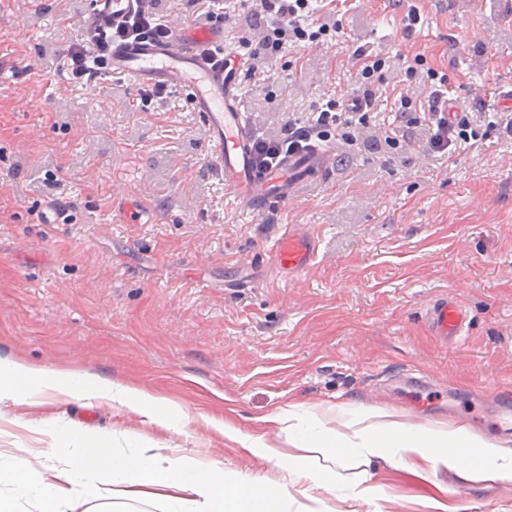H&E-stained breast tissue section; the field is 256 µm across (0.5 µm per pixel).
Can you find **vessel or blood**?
Segmentation results:
<instances>
[{"instance_id":"1","label":"vessel or blood","mask_w":512,"mask_h":512,"mask_svg":"<svg viewBox=\"0 0 512 512\" xmlns=\"http://www.w3.org/2000/svg\"><path fill=\"white\" fill-rule=\"evenodd\" d=\"M135 0H91L89 22L119 19ZM244 64L224 47V29L187 31L158 42L122 45L112 50L113 76L136 86L164 85L181 91L193 116L207 131L206 150L225 189L253 213L297 197L300 188L325 176L334 150L316 146L286 155L263 169L252 148L253 128L239 93ZM281 266L299 272L318 256V242L307 231L285 225L273 246ZM436 336L448 338L465 323L454 303L443 300L430 310Z\"/></svg>"}]
</instances>
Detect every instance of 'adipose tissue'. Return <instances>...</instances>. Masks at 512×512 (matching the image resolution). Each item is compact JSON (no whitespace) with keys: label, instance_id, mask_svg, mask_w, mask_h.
<instances>
[{"label":"adipose tissue","instance_id":"1","mask_svg":"<svg viewBox=\"0 0 512 512\" xmlns=\"http://www.w3.org/2000/svg\"><path fill=\"white\" fill-rule=\"evenodd\" d=\"M50 396L103 400L116 410L146 416L166 428L180 427L187 417L166 399L83 369H51L0 359V404L35 406ZM338 412L348 416L352 433L303 426L306 411L298 404L271 413L269 423L287 432L289 443L298 449L294 455L274 447L264 436L242 434L223 421L212 418L208 424L250 454L293 474L306 489L341 491L343 499L366 506L367 512H383L384 485L367 474L338 487L333 472L317 467L306 449L321 448L332 457L376 456L393 449L408 470L424 481L436 469L459 468L465 451L474 455L473 470L491 477L512 471L511 454L465 425L399 424L385 421L384 411L344 405ZM39 429L52 438L40 468L31 466L27 448L13 462L0 464V512H64L78 496L116 505L126 500L159 501L165 512H288L286 485L267 478L232 474L219 463L178 456L170 448H141L120 456L86 430L49 423L40 424Z\"/></svg>","mask_w":512,"mask_h":512}]
</instances>
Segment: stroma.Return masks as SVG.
<instances>
[{
    "label": "stroma",
    "instance_id": "1",
    "mask_svg": "<svg viewBox=\"0 0 512 512\" xmlns=\"http://www.w3.org/2000/svg\"><path fill=\"white\" fill-rule=\"evenodd\" d=\"M413 31L387 0H345L341 32L315 50L280 55L271 92L240 95L255 128L277 133L287 115L303 118L327 90L337 59L360 45L423 54L448 76L457 106L478 112L512 89V0H491L468 15L438 0ZM90 0H0V358L48 368L79 367L131 383L180 405L181 429L160 428L104 401L46 398L0 405V455L47 447L41 419L138 446L204 456L225 470L286 482V474L207 425L232 423L268 434L284 452L288 435L264 416L305 404L327 430L330 406L380 409L403 424H465L512 450V418L492 389L512 391V138L491 135L477 149L447 156L427 145L391 153L374 139L296 203L252 215L227 193L209 161L181 93L167 107L180 128L161 126L139 107L136 86L110 77L59 94L63 56L85 25ZM68 25H60V15ZM42 53L43 74L21 61ZM303 60V83L289 76ZM41 84L21 108L12 87ZM66 178L56 188V172ZM139 201L149 224L120 220L122 195ZM69 201L73 221L45 224L44 206ZM318 235L319 255L297 274L281 269L273 245L284 225ZM457 302L461 336H434L435 302ZM429 376L427 406L412 402L405 374ZM341 485L372 472L387 487L386 512H432L429 497L467 512H512V476L436 470L422 481L396 454L330 458L308 451Z\"/></svg>",
    "mask_w": 512,
    "mask_h": 512
}]
</instances>
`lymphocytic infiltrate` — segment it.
<instances>
[{"label":"lymphocytic infiltrate","instance_id":"1","mask_svg":"<svg viewBox=\"0 0 512 512\" xmlns=\"http://www.w3.org/2000/svg\"><path fill=\"white\" fill-rule=\"evenodd\" d=\"M162 0H137L134 11L116 22L85 25L79 43L70 47L64 65L73 78L94 81L110 74L108 60L113 46L170 37L187 24L207 27L224 19V0H192L193 16L181 10H161ZM335 0H255L250 10L254 36L240 41L236 52L247 62V73L258 89H266L269 65L295 43L311 48L335 38L338 25L319 22L322 8ZM403 71L404 77L387 83L389 70ZM342 73L350 77V91L330 93L306 119L288 120L279 137L255 132L253 151L260 165H275L281 156L311 144L336 142L355 149L370 125V110L383 90L391 85L398 109L390 121L379 123L385 144L393 150L409 149L413 130H420L425 142L437 153L453 154L461 145L479 141L481 131L505 127L512 134V119L499 113L448 111V77L425 68L422 55H388L373 48L356 47Z\"/></svg>","mask_w":512,"mask_h":512}]
</instances>
